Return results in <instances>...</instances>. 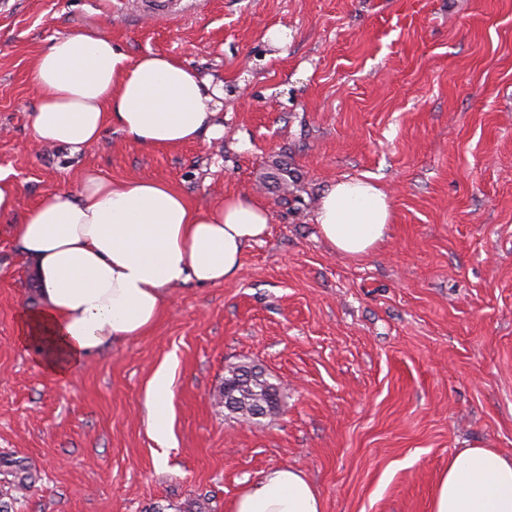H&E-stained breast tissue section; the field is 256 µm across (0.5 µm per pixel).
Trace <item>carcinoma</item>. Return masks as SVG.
<instances>
[{"instance_id":"obj_1","label":"carcinoma","mask_w":512,"mask_h":512,"mask_svg":"<svg viewBox=\"0 0 512 512\" xmlns=\"http://www.w3.org/2000/svg\"><path fill=\"white\" fill-rule=\"evenodd\" d=\"M270 395L281 401L280 385L270 381L261 368L242 364L229 367L216 402L233 419L255 421L275 416L262 411ZM0 475V512H13V503L32 487L33 475L27 465L8 460L0 461Z\"/></svg>"}]
</instances>
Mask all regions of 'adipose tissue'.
<instances>
[{"mask_svg": "<svg viewBox=\"0 0 512 512\" xmlns=\"http://www.w3.org/2000/svg\"><path fill=\"white\" fill-rule=\"evenodd\" d=\"M31 78L38 148L75 154L113 126L146 147L224 133L216 121L221 89L211 79L165 54L128 57L100 31L51 40L34 53ZM20 217L14 237L35 266L42 301L20 313L17 339L35 345L37 365L58 379L105 345L149 333L169 289L232 279L270 223L265 206L241 196L198 208L165 181L92 172L81 175L77 191L46 195ZM391 217L376 183L349 179L323 192L317 223L335 251L359 258L383 242ZM168 388V371L159 368L146 401L162 444L170 437ZM228 512H324V501L301 471L280 466L235 497ZM432 512H512V457L491 448L451 456Z\"/></svg>", "mask_w": 512, "mask_h": 512, "instance_id": "1", "label": "adipose tissue"}]
</instances>
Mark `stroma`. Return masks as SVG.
<instances>
[{
    "label": "stroma",
    "instance_id": "35a3bbf8",
    "mask_svg": "<svg viewBox=\"0 0 512 512\" xmlns=\"http://www.w3.org/2000/svg\"><path fill=\"white\" fill-rule=\"evenodd\" d=\"M136 0L0 6V169L21 208L93 170L170 183L195 206L244 195L270 230L235 279L170 289L146 335L59 380L17 342L40 305L0 220V458L33 464L15 512H151L230 502L266 470H300L325 512H431L465 448L512 456V0ZM103 30L127 56L177 57L224 89V135L145 148L110 128L69 155L36 153L30 64L51 39ZM364 177L392 221L369 255L322 239L331 184ZM260 365L271 418L226 417L229 366ZM170 374V437L146 392ZM138 11L145 12L157 19L167 20L173 17L178 9L180 0H137Z\"/></svg>",
    "mask_w": 512,
    "mask_h": 512
}]
</instances>
